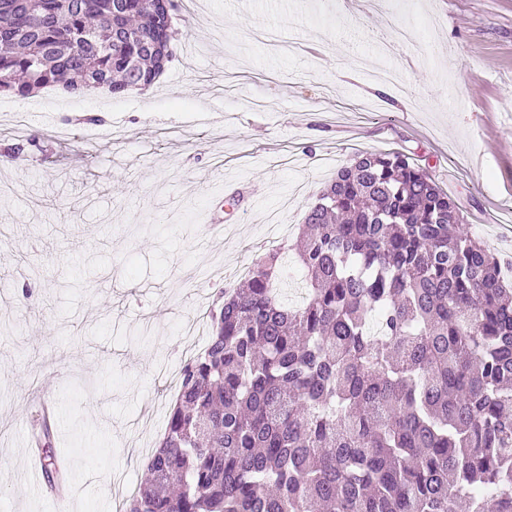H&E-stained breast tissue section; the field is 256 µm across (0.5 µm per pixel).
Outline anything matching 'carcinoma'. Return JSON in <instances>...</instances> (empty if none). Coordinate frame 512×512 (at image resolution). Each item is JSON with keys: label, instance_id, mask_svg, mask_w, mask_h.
I'll use <instances>...</instances> for the list:
<instances>
[{"label": "carcinoma", "instance_id": "obj_1", "mask_svg": "<svg viewBox=\"0 0 512 512\" xmlns=\"http://www.w3.org/2000/svg\"><path fill=\"white\" fill-rule=\"evenodd\" d=\"M150 0H0V93L148 86ZM398 152L342 166L293 252L222 290L127 512H512V287Z\"/></svg>", "mask_w": 512, "mask_h": 512}]
</instances>
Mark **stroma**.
<instances>
[{"label":"stroma","instance_id":"obj_1","mask_svg":"<svg viewBox=\"0 0 512 512\" xmlns=\"http://www.w3.org/2000/svg\"><path fill=\"white\" fill-rule=\"evenodd\" d=\"M175 2L149 95L0 98V146L36 141L0 159V512H57L17 482L42 388L68 512H114L164 435L179 349L207 342L185 325L295 241L357 153L411 157L512 256V0ZM210 216L229 230L209 243Z\"/></svg>","mask_w":512,"mask_h":512}]
</instances>
